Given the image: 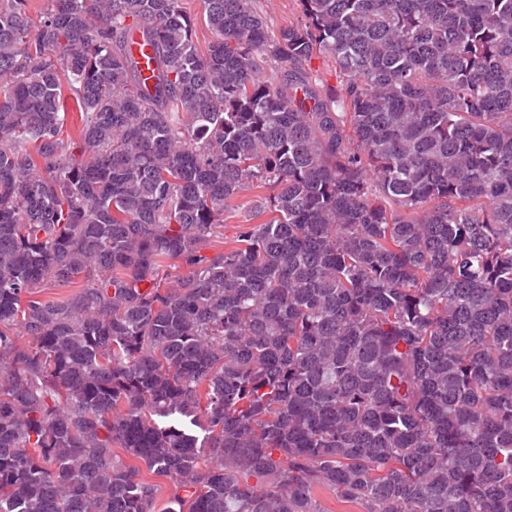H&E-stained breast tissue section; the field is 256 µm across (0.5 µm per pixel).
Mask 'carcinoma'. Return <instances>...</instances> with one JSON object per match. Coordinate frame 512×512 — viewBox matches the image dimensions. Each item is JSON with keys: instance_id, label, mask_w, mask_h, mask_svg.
Listing matches in <instances>:
<instances>
[{"instance_id": "cac0c4a2", "label": "carcinoma", "mask_w": 512, "mask_h": 512, "mask_svg": "<svg viewBox=\"0 0 512 512\" xmlns=\"http://www.w3.org/2000/svg\"><path fill=\"white\" fill-rule=\"evenodd\" d=\"M299 3L0 0V512H512V0ZM183 11L190 16L194 23V42L201 53L207 52L214 39L211 29L204 21V8L202 0H182ZM256 6L266 18L268 36L271 38L281 28L297 23L301 17L297 0H257ZM310 69L322 83L335 87L339 83L336 69L331 61L321 54L315 55L310 62ZM64 108L67 112V117L62 128V137L68 140V142H78L82 136V125L76 105L66 88H64ZM269 194L266 188L250 187L231 201V207L224 212V224L210 240L208 252L228 251L239 246L238 236L242 225L262 224L270 219L271 213H257L256 204ZM314 498L322 512H365L361 504L343 501L335 492L325 488L316 489Z\"/></svg>"}]
</instances>
